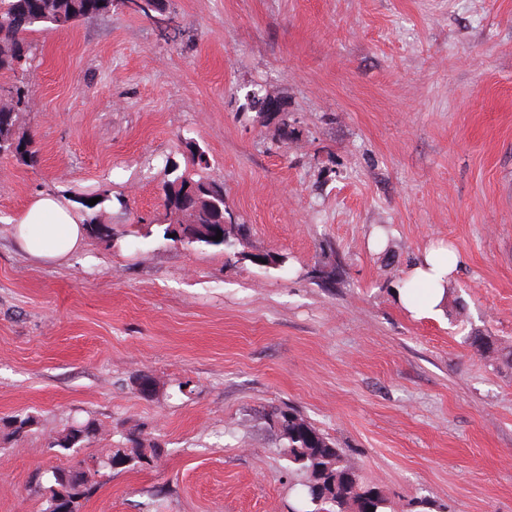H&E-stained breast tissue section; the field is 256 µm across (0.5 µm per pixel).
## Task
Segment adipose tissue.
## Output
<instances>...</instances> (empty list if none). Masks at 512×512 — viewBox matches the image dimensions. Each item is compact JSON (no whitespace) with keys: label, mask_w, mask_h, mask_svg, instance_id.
<instances>
[{"label":"adipose tissue","mask_w":512,"mask_h":512,"mask_svg":"<svg viewBox=\"0 0 512 512\" xmlns=\"http://www.w3.org/2000/svg\"><path fill=\"white\" fill-rule=\"evenodd\" d=\"M84 234L82 217L68 202L52 193L33 198L20 213L15 228L17 246L28 255L52 262L79 250ZM461 257L445 247L428 248L412 265L411 282L421 285L409 311L421 314L439 311L454 281Z\"/></svg>","instance_id":"adipose-tissue-1"}]
</instances>
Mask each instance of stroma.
Wrapping results in <instances>:
<instances>
[{
  "instance_id": "1",
  "label": "stroma",
  "mask_w": 512,
  "mask_h": 512,
  "mask_svg": "<svg viewBox=\"0 0 512 512\" xmlns=\"http://www.w3.org/2000/svg\"><path fill=\"white\" fill-rule=\"evenodd\" d=\"M171 11L174 41L125 9L31 33L25 71L0 79L29 84L39 151L0 157V417L35 418L0 434V512H43L40 478L72 463L47 436L72 416L100 427L86 460L133 428L162 447L154 468L104 471L79 512H297L273 407L336 440L394 512H512V0ZM255 91L281 112L250 109ZM169 158L223 183L236 252L163 239ZM101 186L117 241L49 263L18 248L34 197ZM439 243L464 265L416 318L398 289Z\"/></svg>"
}]
</instances>
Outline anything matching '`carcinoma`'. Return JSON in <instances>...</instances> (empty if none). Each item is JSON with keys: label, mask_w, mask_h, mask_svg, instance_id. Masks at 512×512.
<instances>
[{"label": "carcinoma", "mask_w": 512, "mask_h": 512, "mask_svg": "<svg viewBox=\"0 0 512 512\" xmlns=\"http://www.w3.org/2000/svg\"><path fill=\"white\" fill-rule=\"evenodd\" d=\"M121 0H0V76L17 74L28 63L31 53L30 33L43 28L58 29L74 23L95 19L116 9ZM169 0H141L135 12L154 20L170 18ZM30 91L24 85L0 86V151L16 161L34 166L38 150L34 140L20 127L19 113L28 106ZM179 165L166 162L170 179L163 184V200L170 223L164 236L193 247L232 246L226 239L213 240L224 223V186L216 181L193 179L178 173ZM99 198L90 206L86 201ZM110 200V192L85 194L78 198L83 205L87 230L109 241L111 229L100 223L97 207ZM263 419L275 429L283 442L288 461L300 476L299 493L303 500L316 506L313 512H387V499L379 488L363 482L357 463L314 425L292 408H275ZM34 424V417L15 413L0 419L10 435L21 436ZM92 421L74 420L49 437L47 447L54 451L80 448L98 434ZM127 447L117 448L101 465L112 461L127 469L147 468V463L161 453L158 443L143 437V432L130 430L125 436ZM99 470L59 468L53 472V484L47 488L46 512L53 501L66 498L71 512H77L79 501L91 497L98 489Z\"/></svg>", "instance_id": "carcinoma-1"}]
</instances>
